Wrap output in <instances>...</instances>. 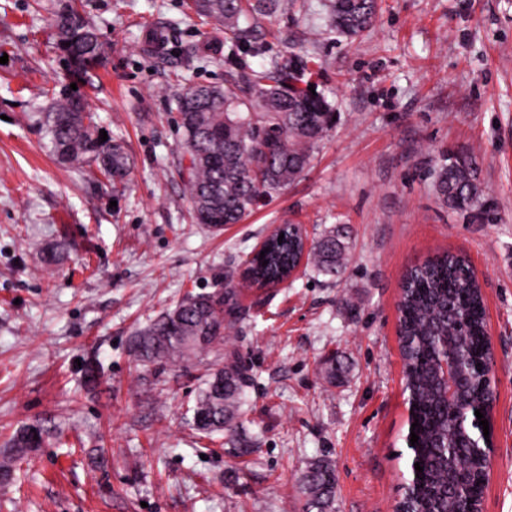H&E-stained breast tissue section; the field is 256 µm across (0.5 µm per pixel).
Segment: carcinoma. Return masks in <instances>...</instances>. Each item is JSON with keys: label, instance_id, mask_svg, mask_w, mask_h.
<instances>
[{"label": "carcinoma", "instance_id": "obj_1", "mask_svg": "<svg viewBox=\"0 0 512 512\" xmlns=\"http://www.w3.org/2000/svg\"><path fill=\"white\" fill-rule=\"evenodd\" d=\"M297 0H190L189 7L224 29L236 47L243 42L239 20L243 16H268L292 12ZM378 0H332L327 32L357 36L374 20ZM58 49L69 70L83 75L97 65L104 53L98 30L76 4L54 14ZM312 58L255 70L243 58L235 60L224 86L197 85L177 94L176 107L183 130L185 155L190 165L181 177L192 205L191 217L218 232L237 224L260 202L278 193L309 168L316 150L333 127L335 107L313 94L306 80ZM46 133L50 150L76 166H96L112 185V173L127 177L132 159L122 138L99 141L93 113L82 98L66 92L55 97L48 113ZM442 203L459 211L479 204L482 189L473 163L458 158L443 166L436 181ZM265 256L246 255L247 286H272L303 253L301 235L288 227L282 241L268 245ZM314 270L325 275L341 272L347 261L342 234L330 230L313 243ZM239 291L189 293L162 312L147 327L135 332L129 349L144 365H183L209 348L224 343L236 329L242 313L236 303ZM399 331L405 341L404 394L418 443L408 446L411 463H420L416 491L406 503L410 512H469L479 500L451 483L455 467L482 473L489 466L487 441L472 424V415L448 406L437 373L443 353L464 369L467 403L483 406L491 397L492 359L485 335L483 300L475 289L464 258L443 253L407 271L398 303ZM243 367L230 353L224 366L210 373L199 391L190 423L203 433L222 432L237 454L254 448L255 439L239 431L244 392ZM33 439L25 426L12 440L11 461L0 466V479L11 475L12 462L26 457L47 431L37 427ZM301 488L307 512H330L336 495V474L325 461L312 464L303 474Z\"/></svg>", "mask_w": 512, "mask_h": 512}]
</instances>
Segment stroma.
Listing matches in <instances>:
<instances>
[{"label": "stroma", "mask_w": 512, "mask_h": 512, "mask_svg": "<svg viewBox=\"0 0 512 512\" xmlns=\"http://www.w3.org/2000/svg\"><path fill=\"white\" fill-rule=\"evenodd\" d=\"M63 2L0 0V460L22 427L53 430L0 483V512H306L300 477L319 459L336 471L334 512H393L411 476L396 304L405 271L444 251L482 285L494 427L482 508L512 512V0H381L353 40L325 35L329 0L241 19L253 68L314 59L336 122L310 169L219 232L189 217L175 96L223 85L225 64L200 59L227 54L223 31L188 0H83L105 54L74 80L52 28ZM70 86L124 138V186L50 152L44 117ZM452 157L475 159L481 208L438 199ZM287 221L313 239L342 230L345 270L246 297L237 333L188 365L136 361L138 327L225 287ZM230 351L251 374L241 424L259 440L238 458L185 417ZM332 359L347 367L333 383ZM92 361L104 376L86 386Z\"/></svg>", "instance_id": "stroma-1"}]
</instances>
